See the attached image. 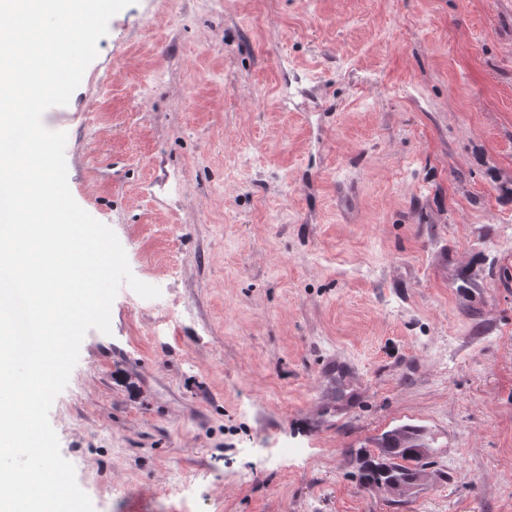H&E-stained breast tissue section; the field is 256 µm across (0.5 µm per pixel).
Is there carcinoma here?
Segmentation results:
<instances>
[{
  "mask_svg": "<svg viewBox=\"0 0 512 512\" xmlns=\"http://www.w3.org/2000/svg\"><path fill=\"white\" fill-rule=\"evenodd\" d=\"M432 451L426 436L412 425L390 430L377 438L376 448L362 452L358 470L363 487H385L396 494L416 483Z\"/></svg>",
  "mask_w": 512,
  "mask_h": 512,
  "instance_id": "carcinoma-1",
  "label": "carcinoma"
}]
</instances>
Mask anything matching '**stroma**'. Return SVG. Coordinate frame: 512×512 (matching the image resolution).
I'll use <instances>...</instances> for the list:
<instances>
[{
  "label": "stroma",
  "mask_w": 512,
  "mask_h": 512,
  "mask_svg": "<svg viewBox=\"0 0 512 512\" xmlns=\"http://www.w3.org/2000/svg\"><path fill=\"white\" fill-rule=\"evenodd\" d=\"M43 124L161 291L49 412L94 512H512V0H136ZM374 450H364L358 470L363 487H385L401 495L403 488L416 483L422 467L433 462L424 455L432 448L426 436L415 426L404 425L377 438Z\"/></svg>",
  "instance_id": "1"
}]
</instances>
